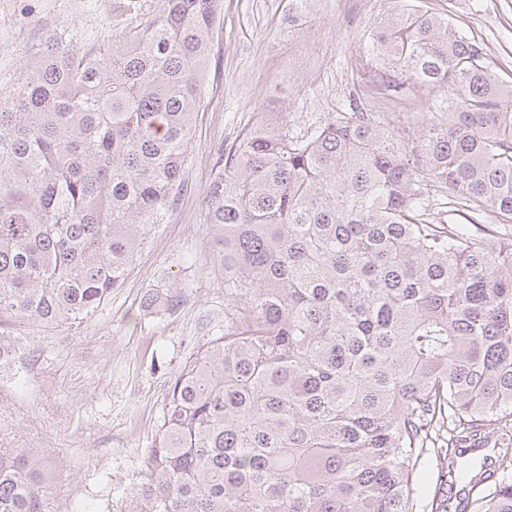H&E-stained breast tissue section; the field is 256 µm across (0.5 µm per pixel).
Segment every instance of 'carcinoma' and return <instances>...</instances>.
<instances>
[{"label":"carcinoma","mask_w":512,"mask_h":512,"mask_svg":"<svg viewBox=\"0 0 512 512\" xmlns=\"http://www.w3.org/2000/svg\"><path fill=\"white\" fill-rule=\"evenodd\" d=\"M91 41L43 26L0 92V368L10 327L90 318L181 190L218 0ZM436 121L356 105L228 149L210 224L232 324L173 379L127 512H512V83L409 4L362 46ZM0 448V512H44Z\"/></svg>","instance_id":"carcinoma-1"}]
</instances>
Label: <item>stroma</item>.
<instances>
[{
	"label": "stroma",
	"mask_w": 512,
	"mask_h": 512,
	"mask_svg": "<svg viewBox=\"0 0 512 512\" xmlns=\"http://www.w3.org/2000/svg\"><path fill=\"white\" fill-rule=\"evenodd\" d=\"M0 0V87L16 81L37 19L110 38L146 21L159 0ZM448 16L512 79V0H411ZM112 12L108 30L97 17ZM396 0H221L182 188L165 223L138 253L121 288L78 325L18 326L20 353L0 371V448L42 459L46 512H124L162 422L174 375L231 316L224 267L209 222L220 156L265 112L295 131L322 125L358 102L360 47ZM178 287L172 308L149 295Z\"/></svg>",
	"instance_id": "obj_1"
}]
</instances>
